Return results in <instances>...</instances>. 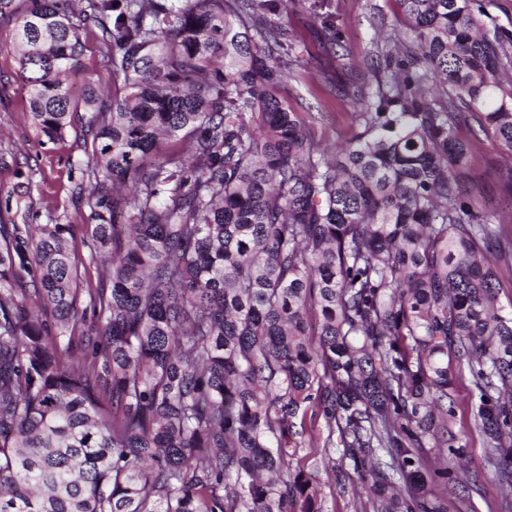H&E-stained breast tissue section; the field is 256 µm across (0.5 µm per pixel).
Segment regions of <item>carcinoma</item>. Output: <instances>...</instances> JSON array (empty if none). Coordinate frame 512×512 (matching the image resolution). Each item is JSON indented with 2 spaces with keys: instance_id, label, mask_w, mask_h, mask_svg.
Here are the masks:
<instances>
[{
  "instance_id": "1",
  "label": "carcinoma",
  "mask_w": 512,
  "mask_h": 512,
  "mask_svg": "<svg viewBox=\"0 0 512 512\" xmlns=\"http://www.w3.org/2000/svg\"><path fill=\"white\" fill-rule=\"evenodd\" d=\"M27 2V113L50 142L85 128L102 274L81 287L70 224H0V512H319L292 467L304 406L328 428L313 464L339 433L377 512H446L464 369L512 499V317L484 255L512 241L457 135L472 117L512 156V31L480 0H399L409 32L376 39L328 159L276 93L308 69L268 20L292 0ZM93 26L106 110L66 84Z\"/></svg>"
}]
</instances>
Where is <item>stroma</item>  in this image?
Masks as SVG:
<instances>
[{"label": "stroma", "instance_id": "obj_1", "mask_svg": "<svg viewBox=\"0 0 512 512\" xmlns=\"http://www.w3.org/2000/svg\"><path fill=\"white\" fill-rule=\"evenodd\" d=\"M300 0L299 5L278 17L297 39L296 49L309 59V69L290 81L281 95L298 112L309 129L315 147L333 154L349 141L358 126L353 114L359 105L344 89L360 79L371 65L372 40L376 35L404 27L396 0ZM332 15L345 48V58L330 50L325 38L324 15ZM15 18L0 16V221L7 224H43L48 218L72 225L76 251L84 263L81 280L98 282L100 273L87 264L89 238L87 214L76 211L70 193L81 178L87 160L83 130L74 126L63 140L50 143L38 134L26 114L28 90L17 63L13 44ZM109 67L98 49L96 37H88L78 72L69 83L74 97H82L87 86L110 84ZM460 139L472 157L466 186L492 224L512 237V157L478 128L475 121L458 128ZM473 384L469 373L454 381V414L448 426L467 446L466 467L461 483L440 489L447 512H512V504L501 501L495 489V470L486 463V449L471 406ZM343 477H335V470ZM322 486V512H376L361 490L351 461L315 472Z\"/></svg>", "mask_w": 512, "mask_h": 512}]
</instances>
